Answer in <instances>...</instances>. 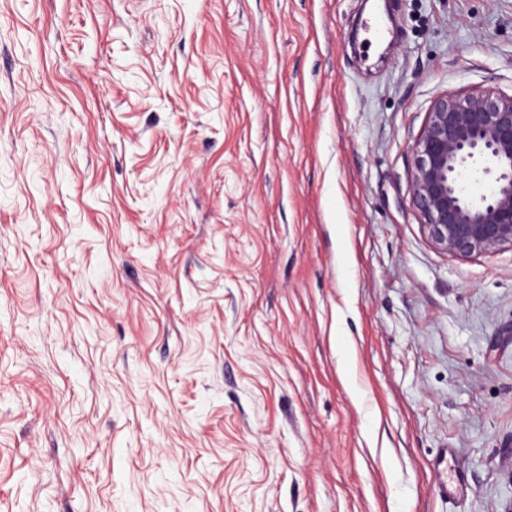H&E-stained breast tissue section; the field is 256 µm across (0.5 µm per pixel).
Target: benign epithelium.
Returning <instances> with one entry per match:
<instances>
[{
    "instance_id": "1",
    "label": "benign epithelium",
    "mask_w": 512,
    "mask_h": 512,
    "mask_svg": "<svg viewBox=\"0 0 512 512\" xmlns=\"http://www.w3.org/2000/svg\"><path fill=\"white\" fill-rule=\"evenodd\" d=\"M413 207L432 242L460 259L512 247V96L491 90L435 100L413 148ZM493 176L489 193L466 196L472 166Z\"/></svg>"
}]
</instances>
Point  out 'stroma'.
Here are the masks:
<instances>
[{"label":"stroma","instance_id":"35a3bbf8","mask_svg":"<svg viewBox=\"0 0 512 512\" xmlns=\"http://www.w3.org/2000/svg\"><path fill=\"white\" fill-rule=\"evenodd\" d=\"M475 90L512 0H0V512H512V248L411 203Z\"/></svg>","mask_w":512,"mask_h":512}]
</instances>
